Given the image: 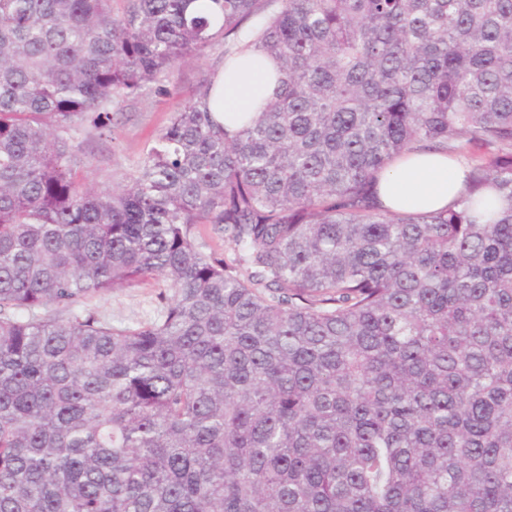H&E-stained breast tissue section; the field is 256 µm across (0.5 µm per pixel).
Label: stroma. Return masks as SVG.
<instances>
[{
	"mask_svg": "<svg viewBox=\"0 0 512 512\" xmlns=\"http://www.w3.org/2000/svg\"><path fill=\"white\" fill-rule=\"evenodd\" d=\"M224 53L223 43L208 47L197 58L187 60L164 81L166 91L115 105L111 112V132L98 136L90 124L75 134L97 187L123 183L142 161L147 148L164 131L174 112L182 109L195 89L203 71ZM164 285L147 280L133 288H121L95 294L86 304L88 311L115 326L135 328L158 318L159 294Z\"/></svg>",
	"mask_w": 512,
	"mask_h": 512,
	"instance_id": "obj_1",
	"label": "stroma"
}]
</instances>
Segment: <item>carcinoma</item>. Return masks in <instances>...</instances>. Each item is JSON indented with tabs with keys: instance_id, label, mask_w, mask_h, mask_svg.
Wrapping results in <instances>:
<instances>
[{
	"instance_id": "carcinoma-1",
	"label": "carcinoma",
	"mask_w": 512,
	"mask_h": 512,
	"mask_svg": "<svg viewBox=\"0 0 512 512\" xmlns=\"http://www.w3.org/2000/svg\"><path fill=\"white\" fill-rule=\"evenodd\" d=\"M218 40L92 185L74 128ZM426 150L461 195L384 207ZM147 279V325L73 312ZM0 512H512V0H0ZM238 60L239 65L225 70L219 80L227 126H233L232 118L238 113L258 112L274 89L271 64L254 62L249 55ZM465 168L448 155L419 152L393 164L378 186L382 204L399 212L441 209L464 189ZM198 249L207 255L224 258L229 251V244L224 241V233L214 229L212 224H199L192 230Z\"/></svg>"
}]
</instances>
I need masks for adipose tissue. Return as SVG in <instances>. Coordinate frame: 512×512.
<instances>
[{"instance_id":"obj_1","label":"adipose tissue","mask_w":512,"mask_h":512,"mask_svg":"<svg viewBox=\"0 0 512 512\" xmlns=\"http://www.w3.org/2000/svg\"><path fill=\"white\" fill-rule=\"evenodd\" d=\"M273 67L243 56L237 67L220 76L225 120L241 112L260 110L274 89ZM465 168L448 155L419 152L399 160L385 172L378 186L382 204L399 212L432 211L447 206L464 189Z\"/></svg>"}]
</instances>
